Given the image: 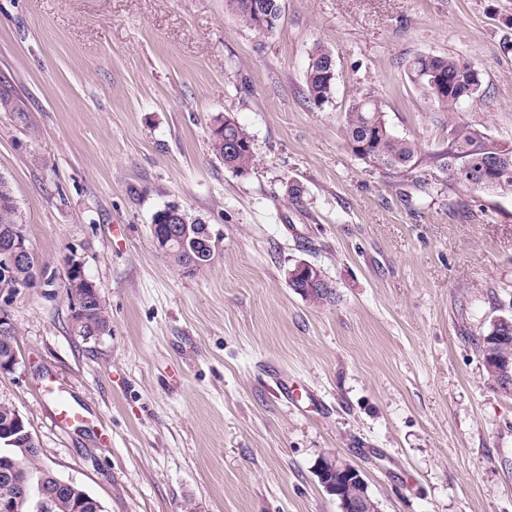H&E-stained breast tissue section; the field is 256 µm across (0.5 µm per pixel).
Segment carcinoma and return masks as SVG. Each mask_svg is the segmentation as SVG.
Returning a JSON list of instances; mask_svg holds the SVG:
<instances>
[{
  "instance_id": "1",
  "label": "carcinoma",
  "mask_w": 512,
  "mask_h": 512,
  "mask_svg": "<svg viewBox=\"0 0 512 512\" xmlns=\"http://www.w3.org/2000/svg\"><path fill=\"white\" fill-rule=\"evenodd\" d=\"M333 56L330 50L318 45L309 56L305 73L307 97L314 104H323L332 97L335 83H327L323 73ZM466 60L454 56H419L407 65L410 82L439 111L453 113L459 110L457 100L458 86L454 79ZM438 71L445 78L442 97H437L433 86L423 77L426 70ZM341 132L344 141L352 153L359 159L374 163L396 173L415 169L417 163L416 145L394 134L389 128L384 114L383 100L372 92H366L354 99L345 112ZM233 141V152H227V142ZM212 150L224 161V166L239 175L247 174L253 167L255 155L250 135L238 123L224 125V138L211 139ZM504 149L512 153V147L503 144L482 130L469 124L451 127L448 147L436 154L434 159L439 170L446 176V181L457 184V168L465 164L475 171H480L491 164ZM21 223L18 208L13 196L10 182L0 177V230L7 226ZM23 282L24 287L33 288L38 284L54 285V276L47 269L38 268L35 260L19 269L11 279L10 285ZM90 313L80 319V324L73 332L81 337L98 331L110 332L108 312L97 310L96 304L88 307ZM506 340L490 337L485 332L476 338V346L481 356L493 350V356L512 360V330L505 332ZM12 407L0 404V469H7L13 475V485L17 493L30 492L37 480L53 473V469L41 462L40 455L27 449L20 443L8 444V433L12 432ZM50 512H92L91 507L66 496L54 501Z\"/></svg>"
}]
</instances>
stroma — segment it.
<instances>
[{"label":"stroma","instance_id":"35a3bbf8","mask_svg":"<svg viewBox=\"0 0 512 512\" xmlns=\"http://www.w3.org/2000/svg\"><path fill=\"white\" fill-rule=\"evenodd\" d=\"M318 45L336 71L320 106ZM422 55L472 62L482 96L435 111L406 73ZM367 91L416 144L415 171L345 144ZM220 115L252 139L248 175L212 150ZM465 123L512 145V0H281L269 34L226 0H0V176L58 279L10 299L20 364L0 401L42 462L105 512H340L316 473L328 452L380 512H512V396L473 343L512 315V193L447 184L428 161ZM171 205L215 241L191 274L152 236ZM72 256L110 317L96 341L70 326ZM301 262L334 302L289 287ZM62 400L93 427L55 424ZM330 60H333L330 50L320 45L316 46L309 56L305 73V86L308 99L315 105L329 101L333 95L335 81L331 82V80L336 79V73L333 69V63L329 64ZM328 64L329 67L326 71ZM323 73L327 81L331 82L330 84L325 80Z\"/></svg>","mask_w":512,"mask_h":512}]
</instances>
